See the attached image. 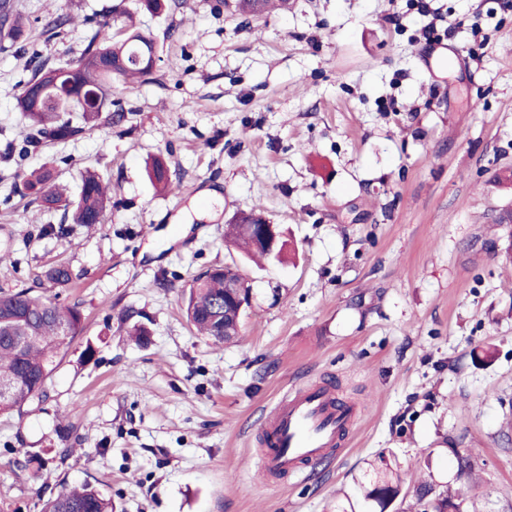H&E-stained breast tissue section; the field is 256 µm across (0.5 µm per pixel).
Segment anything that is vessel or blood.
Masks as SVG:
<instances>
[{
	"instance_id": "b4317fda",
	"label": "vessel or blood",
	"mask_w": 512,
	"mask_h": 512,
	"mask_svg": "<svg viewBox=\"0 0 512 512\" xmlns=\"http://www.w3.org/2000/svg\"><path fill=\"white\" fill-rule=\"evenodd\" d=\"M355 417L354 408L338 403L326 385L310 382L287 390L261 422L260 476L297 474L305 466L325 461Z\"/></svg>"
}]
</instances>
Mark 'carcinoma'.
Instances as JSON below:
<instances>
[{"mask_svg": "<svg viewBox=\"0 0 512 512\" xmlns=\"http://www.w3.org/2000/svg\"><path fill=\"white\" fill-rule=\"evenodd\" d=\"M269 0H236V10L243 17L263 15ZM11 46L25 51L27 32L21 17L0 3ZM88 32L85 47L74 63L54 66L38 55L30 57L31 75L18 99V108L32 121V143L62 140L82 131L80 123L88 122L102 111L81 105L86 86L94 82L108 96L112 84H140L153 73L152 56L155 42L151 34L133 26L118 25L96 17L85 19ZM48 74L70 84L72 97L62 105H46L38 99L47 94L51 81ZM154 189L165 192L171 185L166 161L155 156L147 167ZM24 188L41 200L47 208H61L72 224H98L106 210L112 207V191L95 172H86L81 179L77 198L72 199L53 183L49 168L33 170L24 175ZM260 215L251 213L228 225L225 239L243 242L262 256H269L249 231V225ZM45 279L64 286L71 280L70 270L54 266ZM239 287L228 288L224 283V268L214 267L193 279L187 300L188 321L202 335L217 343L229 342L239 334V324L224 323V298L232 293L249 295L246 277L236 274ZM82 315L77 306L63 305L55 298L37 294L31 288L0 291V380L11 383L10 392L0 395V417L22 415L44 394L47 379L57 365L61 347L81 330ZM404 479L399 469L380 457V466L372 468L367 481L361 484L363 500L372 502L379 512L391 507L395 512H465V498L448 491V484L435 480L429 471L423 473L413 490L403 489ZM41 512H115L112 497L88 483L52 492L42 499Z\"/></svg>", "mask_w": 512, "mask_h": 512, "instance_id": "cac0c4a2", "label": "carcinoma"}]
</instances>
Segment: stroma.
Returning a JSON list of instances; mask_svg holds the SVG:
<instances>
[{
  "label": "stroma",
  "instance_id": "stroma-1",
  "mask_svg": "<svg viewBox=\"0 0 512 512\" xmlns=\"http://www.w3.org/2000/svg\"><path fill=\"white\" fill-rule=\"evenodd\" d=\"M10 2L53 65L81 53L84 18L133 4ZM163 3L136 17L160 56L152 81L66 140L30 146L29 56L0 52V289L84 316L44 397L0 417V503L40 512L88 482L115 512H336L380 457L410 486L428 454L470 512H512V223L497 221L512 208V0H288L256 20L224 0ZM60 14L71 24L48 36ZM433 42L459 60L428 56ZM157 155L165 195L146 174ZM43 166L73 192L88 170L110 181L102 222L32 203L23 176ZM254 209L281 226V259L225 245ZM226 264L252 299L222 344L184 298ZM55 265L70 284L45 280ZM305 381L357 416L317 469L262 482V413ZM449 445L478 482L456 481ZM147 175L157 192H165L171 185L168 165L161 156L151 158L147 167Z\"/></svg>",
  "mask_w": 512,
  "mask_h": 512
}]
</instances>
